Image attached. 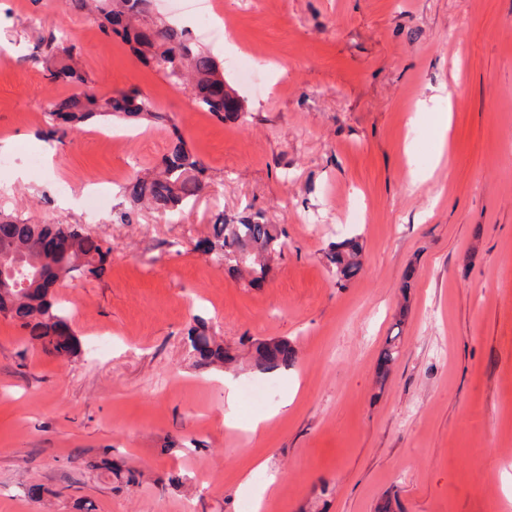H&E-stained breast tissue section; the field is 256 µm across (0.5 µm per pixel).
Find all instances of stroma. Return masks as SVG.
I'll return each mask as SVG.
<instances>
[{"label":"stroma","instance_id":"stroma-1","mask_svg":"<svg viewBox=\"0 0 512 512\" xmlns=\"http://www.w3.org/2000/svg\"><path fill=\"white\" fill-rule=\"evenodd\" d=\"M207 3L226 24L213 37L177 0H153L152 13L215 57L244 105L236 121L201 109L100 18L64 0H0V211L79 224L112 248L101 279L55 290L77 356L44 353L0 316V512H242L267 479L262 512H376L388 496L403 512H512V0ZM49 34L73 39L86 83L47 77L36 45ZM254 55L262 94L236 70ZM441 89L442 154L416 110ZM84 90L139 91L170 120H103L45 141L50 103ZM113 131L134 137L112 148ZM177 134L207 169L193 205L169 218L114 189L90 213L92 179L155 168ZM413 164L429 175L414 187ZM355 206L365 218L351 224ZM221 211L285 226L263 287L197 250ZM354 236L363 269L340 288L325 250ZM196 314L233 347L290 340L298 361L267 374L245 355L237 371L202 373L185 346ZM395 330L400 356L380 386ZM254 384L269 394L250 408ZM106 453L138 484L90 468ZM173 472L185 483L162 488ZM399 332L394 336H389L386 344L382 349L377 365L376 377L380 384H383L388 377L391 366L396 361L399 355Z\"/></svg>","mask_w":512,"mask_h":512}]
</instances>
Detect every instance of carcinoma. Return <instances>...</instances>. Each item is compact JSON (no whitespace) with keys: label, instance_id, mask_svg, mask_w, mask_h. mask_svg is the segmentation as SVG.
Here are the masks:
<instances>
[{"label":"carcinoma","instance_id":"cac0c4a2","mask_svg":"<svg viewBox=\"0 0 512 512\" xmlns=\"http://www.w3.org/2000/svg\"><path fill=\"white\" fill-rule=\"evenodd\" d=\"M68 5L104 19V31L125 40L146 64L162 71L175 87L192 89L196 104L219 120L239 118L242 103L235 99L221 81L218 66L210 53L201 50L185 32L163 22L145 26L150 0H67ZM39 59L50 79L77 81L86 78L74 64V46L55 35L40 37ZM111 116L120 119L161 120L151 100L139 92L99 95L85 92L58 100L47 112L45 135L59 142L73 136L92 119ZM204 166L182 138L166 154L151 174L133 175L120 186L121 193L133 207H147L160 214L173 215L183 205L195 200L206 187ZM286 231L269 224L262 217L246 216L235 222L224 221L218 214L211 236L198 242L197 248L219 265L238 272L249 269L248 286L259 288L269 272L270 260L283 253ZM112 248L74 224H31L0 213V263L17 264L20 277L39 272L40 280L29 279V287L17 290L6 283L0 288V315L10 319L25 339L55 357L69 359L80 347L68 316L51 294L59 281L67 278L99 279L106 270ZM363 244L357 238L332 242L327 259L343 287L362 269ZM193 365L201 371H215L235 360L230 349L214 340L208 322L192 318L187 332ZM399 335L386 340L377 365L376 377L384 383L399 355ZM248 347L261 372L286 369L298 360L299 352L288 340L240 341Z\"/></svg>","mask_w":512,"mask_h":512}]
</instances>
